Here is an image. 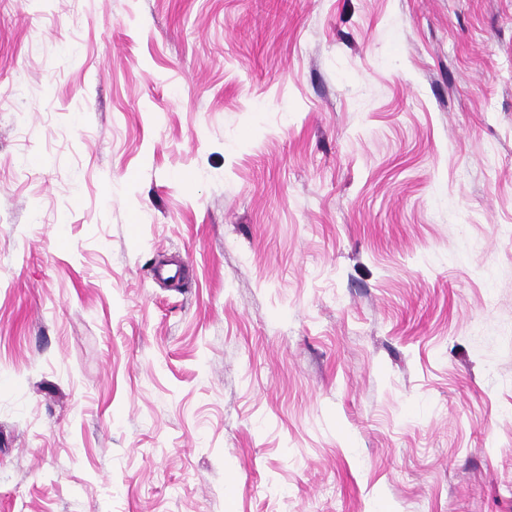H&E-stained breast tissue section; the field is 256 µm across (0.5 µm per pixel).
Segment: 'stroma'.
<instances>
[{"instance_id":"1","label":"stroma","mask_w":512,"mask_h":512,"mask_svg":"<svg viewBox=\"0 0 512 512\" xmlns=\"http://www.w3.org/2000/svg\"><path fill=\"white\" fill-rule=\"evenodd\" d=\"M0 512H512V0H0Z\"/></svg>"}]
</instances>
